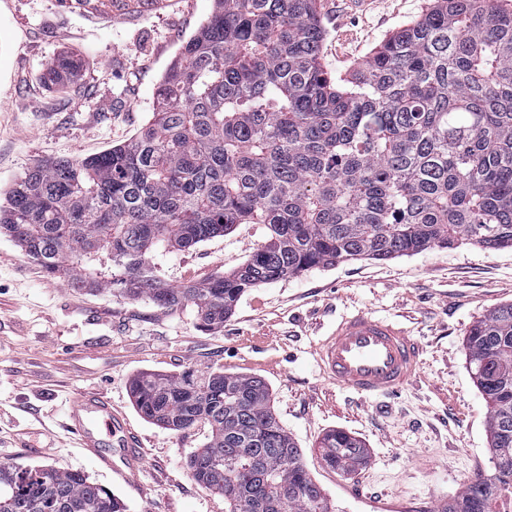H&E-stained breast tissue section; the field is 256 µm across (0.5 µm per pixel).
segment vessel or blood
<instances>
[{"label": "vessel or blood", "mask_w": 512, "mask_h": 512, "mask_svg": "<svg viewBox=\"0 0 512 512\" xmlns=\"http://www.w3.org/2000/svg\"><path fill=\"white\" fill-rule=\"evenodd\" d=\"M162 5L163 0H95L92 9L127 16ZM315 354L326 379L367 401L401 393L421 377L419 342L401 323L370 312L341 317ZM66 418L79 447L101 467L112 466V453L104 442L109 435L117 438L129 475L137 474L143 462L138 442L111 399L98 394L77 397Z\"/></svg>", "instance_id": "vessel-or-blood-1"}]
</instances>
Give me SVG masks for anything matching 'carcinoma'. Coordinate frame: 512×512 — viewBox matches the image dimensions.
I'll return each mask as SVG.
<instances>
[{
	"instance_id": "1",
	"label": "carcinoma",
	"mask_w": 512,
	"mask_h": 512,
	"mask_svg": "<svg viewBox=\"0 0 512 512\" xmlns=\"http://www.w3.org/2000/svg\"><path fill=\"white\" fill-rule=\"evenodd\" d=\"M318 0H215L157 89L152 118L90 157L29 167L0 200V234L76 288L190 308L224 328L260 285L357 260L471 241L512 247V11L499 0H433L342 78L320 60ZM81 66L59 56L54 85ZM263 224L267 241L228 272L170 284L158 258ZM487 408L489 474L440 512L512 504V303L469 330ZM140 415L208 434L187 464L224 512H335L256 376L144 371ZM321 459L344 474L363 443L332 430ZM0 512H126L90 476L0 465Z\"/></svg>"
}]
</instances>
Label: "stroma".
Wrapping results in <instances>:
<instances>
[{
  "instance_id": "stroma-1",
  "label": "stroma",
  "mask_w": 512,
  "mask_h": 512,
  "mask_svg": "<svg viewBox=\"0 0 512 512\" xmlns=\"http://www.w3.org/2000/svg\"><path fill=\"white\" fill-rule=\"evenodd\" d=\"M86 0H0V193L32 164L85 157L133 137L152 117L159 82L214 0H170L134 20L88 12ZM428 0H378L366 13L321 0V62L342 74ZM80 58L77 78L47 86L57 56ZM261 224L170 256L171 282L201 281L243 263L266 240ZM512 303V249L465 243L388 260H353L249 290L218 331L191 311L87 295L47 274L0 236V459L80 471L118 496L127 512H224L223 496L192 476L196 427L177 433L136 411L131 379L188 369L261 377L280 423L337 512H424L490 472L486 406L467 365L469 328ZM370 310L410 328L421 343L417 385L373 404L321 376L315 349L343 315ZM110 397L143 444L141 470L125 481L77 446L64 425L83 393ZM360 439L366 464L347 475L324 465L331 430ZM43 448L26 456L18 439Z\"/></svg>"
}]
</instances>
